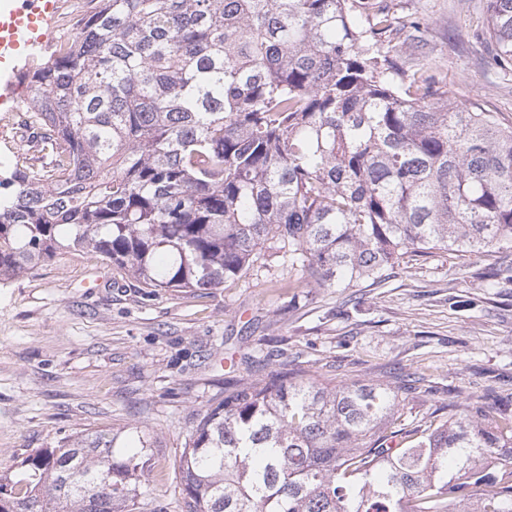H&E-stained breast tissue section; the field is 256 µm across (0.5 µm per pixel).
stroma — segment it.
<instances>
[{
	"label": "stroma",
	"mask_w": 512,
	"mask_h": 512,
	"mask_svg": "<svg viewBox=\"0 0 512 512\" xmlns=\"http://www.w3.org/2000/svg\"><path fill=\"white\" fill-rule=\"evenodd\" d=\"M406 20L385 45L437 87L512 126V81L482 47L481 0H394ZM488 257L409 256L378 285L288 287V247L267 244L221 288H136L92 252H70L0 284V474L96 430L154 442L151 512H178L175 468L197 413L240 379L292 364L333 383L419 378L405 420L457 395L512 398V282L484 287ZM105 271L108 283L86 287Z\"/></svg>",
	"instance_id": "35a3bbf8"
}]
</instances>
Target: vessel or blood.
Instances as JSON below:
<instances>
[{"instance_id": "obj_1", "label": "vessel or blood", "mask_w": 512, "mask_h": 512, "mask_svg": "<svg viewBox=\"0 0 512 512\" xmlns=\"http://www.w3.org/2000/svg\"><path fill=\"white\" fill-rule=\"evenodd\" d=\"M53 10V0H13L8 13L0 12V62L30 55L42 42Z\"/></svg>"}]
</instances>
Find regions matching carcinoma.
<instances>
[{"mask_svg": "<svg viewBox=\"0 0 512 512\" xmlns=\"http://www.w3.org/2000/svg\"><path fill=\"white\" fill-rule=\"evenodd\" d=\"M387 0H105L25 70L32 145L0 180V282L61 251L140 288H222L270 239L288 287L377 284L409 253L512 282V127L402 67ZM485 38L512 75V0ZM414 386L247 379L197 413L182 512H512V409L467 396L388 446ZM152 448L97 431L0 477L13 512H132Z\"/></svg>", "mask_w": 512, "mask_h": 512, "instance_id": "carcinoma-1", "label": "carcinoma"}]
</instances>
